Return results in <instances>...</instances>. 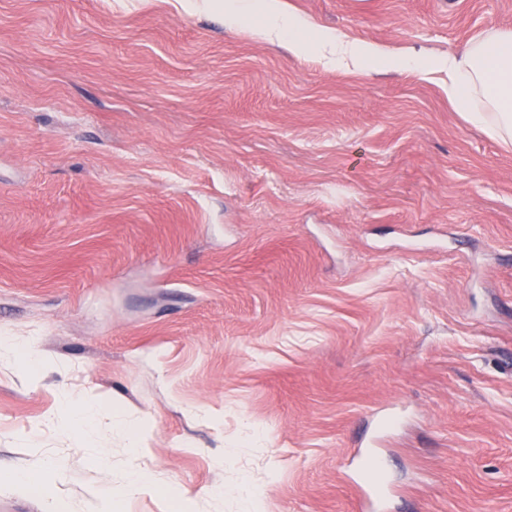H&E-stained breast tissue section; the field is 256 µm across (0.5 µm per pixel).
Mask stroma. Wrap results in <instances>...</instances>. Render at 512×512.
I'll return each instance as SVG.
<instances>
[{"label": "stroma", "instance_id": "stroma-1", "mask_svg": "<svg viewBox=\"0 0 512 512\" xmlns=\"http://www.w3.org/2000/svg\"><path fill=\"white\" fill-rule=\"evenodd\" d=\"M291 2L421 69L176 0H0V512H512V149L440 67L512 0ZM95 416V412L91 408H76L68 400H64L57 419L60 424L65 427L76 428L85 436H89L90 425Z\"/></svg>", "mask_w": 512, "mask_h": 512}]
</instances>
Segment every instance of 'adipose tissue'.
I'll return each instance as SVG.
<instances>
[{
    "instance_id": "obj_1",
    "label": "adipose tissue",
    "mask_w": 512,
    "mask_h": 512,
    "mask_svg": "<svg viewBox=\"0 0 512 512\" xmlns=\"http://www.w3.org/2000/svg\"><path fill=\"white\" fill-rule=\"evenodd\" d=\"M224 14L231 28L246 27L256 35L287 43L297 55L318 50L330 66L359 71L384 68L416 70L411 52L390 53L367 43L347 40L295 11L289 0H203ZM448 102L470 123L481 126L502 145L512 146V30H499L471 40L445 61Z\"/></svg>"
}]
</instances>
